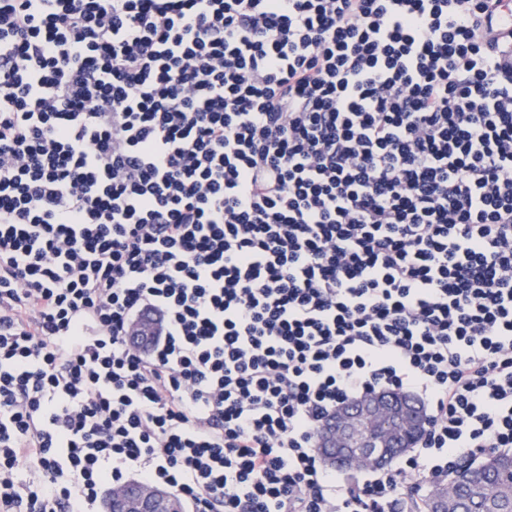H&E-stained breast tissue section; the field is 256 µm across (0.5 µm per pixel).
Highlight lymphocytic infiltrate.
<instances>
[{"mask_svg": "<svg viewBox=\"0 0 512 512\" xmlns=\"http://www.w3.org/2000/svg\"><path fill=\"white\" fill-rule=\"evenodd\" d=\"M504 0H0V512H397L512 450ZM416 393L398 468L341 404ZM422 412L403 395H371L355 402L341 405L333 420L326 426L319 447L329 458L331 466L347 471L342 457L352 468H371L403 450L398 445L404 430L410 426L420 429L424 425ZM423 429L405 435L400 446L413 448L422 436ZM370 439V442H368ZM170 491V490H169ZM161 487H146L139 483L131 489L108 490L103 502L104 512H177L172 509L173 497Z\"/></svg>", "mask_w": 512, "mask_h": 512, "instance_id": "obj_1", "label": "lymphocytic infiltrate"}]
</instances>
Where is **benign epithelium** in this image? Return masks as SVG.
<instances>
[{
	"mask_svg": "<svg viewBox=\"0 0 512 512\" xmlns=\"http://www.w3.org/2000/svg\"><path fill=\"white\" fill-rule=\"evenodd\" d=\"M424 425L422 412L404 396L371 395L340 406L326 426L319 447L352 468H371L399 455L398 441L410 426ZM171 492L161 487L124 486L107 491L103 512H174Z\"/></svg>",
	"mask_w": 512,
	"mask_h": 512,
	"instance_id": "7a95c632",
	"label": "benign epithelium"
}]
</instances>
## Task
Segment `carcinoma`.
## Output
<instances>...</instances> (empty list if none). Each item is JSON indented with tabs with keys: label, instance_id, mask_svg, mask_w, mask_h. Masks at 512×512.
<instances>
[{
	"label": "carcinoma",
	"instance_id": "cac0c4a2",
	"mask_svg": "<svg viewBox=\"0 0 512 512\" xmlns=\"http://www.w3.org/2000/svg\"><path fill=\"white\" fill-rule=\"evenodd\" d=\"M452 512H512V453H490L463 463L446 483H432L424 498L426 512H438L435 498Z\"/></svg>",
	"mask_w": 512,
	"mask_h": 512
}]
</instances>
